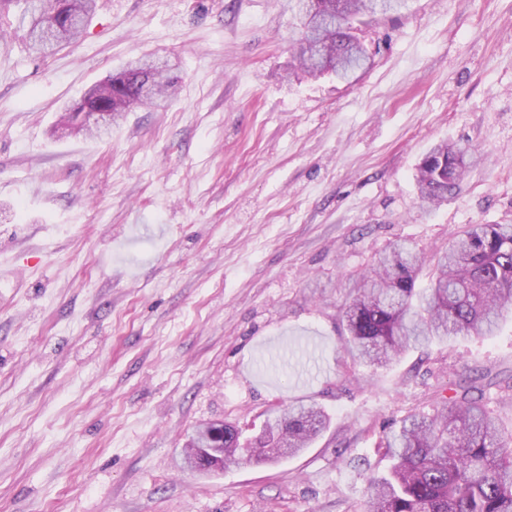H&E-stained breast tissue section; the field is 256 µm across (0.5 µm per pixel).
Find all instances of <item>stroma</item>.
<instances>
[{
    "label": "stroma",
    "mask_w": 512,
    "mask_h": 512,
    "mask_svg": "<svg viewBox=\"0 0 512 512\" xmlns=\"http://www.w3.org/2000/svg\"><path fill=\"white\" fill-rule=\"evenodd\" d=\"M29 26L0 8V512H365L384 432L462 372L512 373V312L384 368L341 347L348 284L390 244L429 260L512 224V0H408L349 81L301 68L288 0H96L47 55ZM143 56L177 62L175 98L53 135ZM442 140L479 160L426 210ZM298 402L330 419L299 455L185 467L197 427L249 440Z\"/></svg>",
    "instance_id": "35a3bbf8"
}]
</instances>
